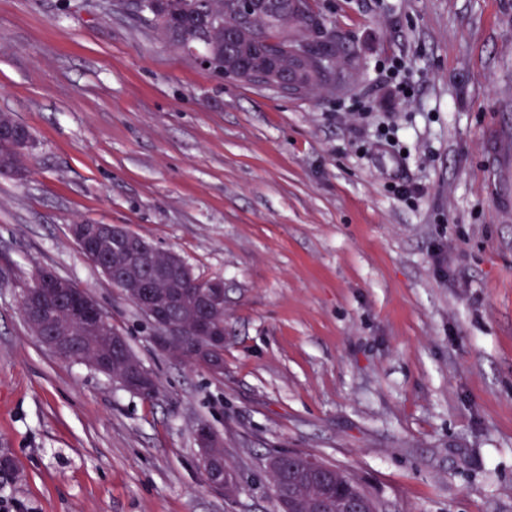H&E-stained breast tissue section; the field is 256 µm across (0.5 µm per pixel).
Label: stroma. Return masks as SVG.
<instances>
[{
  "label": "stroma",
  "instance_id": "35a3bbf8",
  "mask_svg": "<svg viewBox=\"0 0 512 512\" xmlns=\"http://www.w3.org/2000/svg\"><path fill=\"white\" fill-rule=\"evenodd\" d=\"M314 9L353 77L287 96L106 0H0V109L37 140L0 174V512H278L267 458L288 452L380 512H512V0ZM74 224L223 280V378L155 347ZM40 269L89 291L157 397L41 344L21 310ZM201 422L232 499L202 480ZM194 438L200 450V459H208L214 448L224 446L220 436L206 423H199L194 429Z\"/></svg>",
  "mask_w": 512,
  "mask_h": 512
}]
</instances>
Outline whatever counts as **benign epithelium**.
Instances as JSON below:
<instances>
[{
	"label": "benign epithelium",
	"mask_w": 512,
	"mask_h": 512,
	"mask_svg": "<svg viewBox=\"0 0 512 512\" xmlns=\"http://www.w3.org/2000/svg\"><path fill=\"white\" fill-rule=\"evenodd\" d=\"M238 72L252 80L258 76L281 92L288 86V70L282 66L256 68L241 66ZM71 234L86 258L95 263L112 285L125 290L138 289L140 311L151 324L152 341L163 353L175 357L190 355L210 376L224 375V327L217 324L215 311L224 307V282L213 280L197 301L194 320L185 325L174 315L183 298V287L192 279L190 267L177 253L146 245L143 239L121 224H74ZM122 252V264L112 268V247ZM25 321L40 342L57 358L66 359L73 333L47 317L50 307H58L73 325L95 332L106 330L109 321L95 298L65 278L39 270L23 295ZM120 387L138 393L154 392L155 377L143 368L121 377L112 375ZM200 458L208 459L214 449L224 446L220 436L206 423L194 429ZM271 473L280 477L275 485L281 512H323L336 485V471L312 455L295 457L288 464L286 455L268 461ZM217 493L231 494L237 481L233 470L224 469V478L207 480Z\"/></svg>",
	"instance_id": "obj_1"
}]
</instances>
